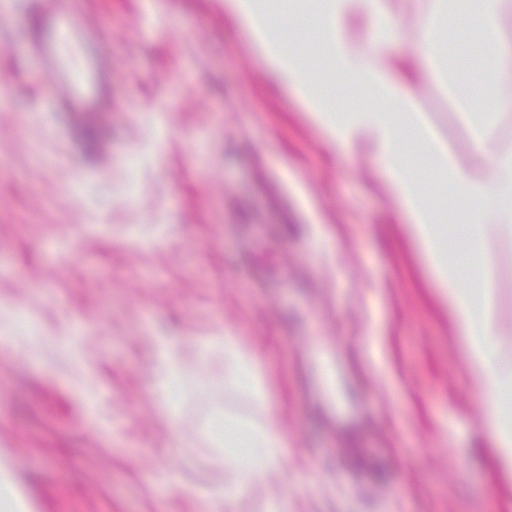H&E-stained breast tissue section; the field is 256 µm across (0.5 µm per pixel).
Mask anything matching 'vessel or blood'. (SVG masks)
I'll list each match as a JSON object with an SVG mask.
<instances>
[{"instance_id":"obj_1","label":"vessel or blood","mask_w":512,"mask_h":512,"mask_svg":"<svg viewBox=\"0 0 512 512\" xmlns=\"http://www.w3.org/2000/svg\"><path fill=\"white\" fill-rule=\"evenodd\" d=\"M54 38L35 35L32 56L49 79L45 104L50 112H96L112 94V70L99 33L69 10L48 12Z\"/></svg>"}]
</instances>
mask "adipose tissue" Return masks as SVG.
<instances>
[{
    "instance_id": "ef3b65f1",
    "label": "adipose tissue",
    "mask_w": 512,
    "mask_h": 512,
    "mask_svg": "<svg viewBox=\"0 0 512 512\" xmlns=\"http://www.w3.org/2000/svg\"><path fill=\"white\" fill-rule=\"evenodd\" d=\"M299 9L313 12L323 35L329 64L307 66L285 38L276 0H224V9L258 50V63L277 84L290 88L329 139L340 147L364 141L370 144L382 171L383 186L397 204L410 237L420 249L448 303L452 320L463 341L470 372L481 397V423L492 434V446L501 466L512 471V343L499 334L490 291L474 296L459 286L447 255L465 243L471 256H481L488 242L512 233V154L495 149L493 131L503 96L474 106L458 78L460 52H447L433 33L447 0H434L422 26L415 51L427 77L453 95L459 114L470 128L469 150L473 165L464 166L449 154L447 145L422 112L414 91L407 87L386 43L397 39L394 0H295ZM507 0H476L485 45V61L495 74L512 73V31L501 16ZM348 78L361 104L337 109L329 104L323 87L331 76ZM428 154L440 185L455 190L456 212L462 218L453 232L443 230L448 216L439 210L435 195L406 163L408 150ZM202 359L222 357L233 381L259 403L267 387L254 365L244 357L240 341L227 334L197 344ZM189 371L180 354L165 350L160 374L163 412L178 423L182 401L178 389ZM202 436L224 458V485L203 491L208 512H223L260 477L278 474L288 431L273 413L257 422L214 415Z\"/></svg>"
}]
</instances>
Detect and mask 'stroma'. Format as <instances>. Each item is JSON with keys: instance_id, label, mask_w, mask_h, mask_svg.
Instances as JSON below:
<instances>
[{"instance_id": "35a3bbf8", "label": "stroma", "mask_w": 512, "mask_h": 512, "mask_svg": "<svg viewBox=\"0 0 512 512\" xmlns=\"http://www.w3.org/2000/svg\"><path fill=\"white\" fill-rule=\"evenodd\" d=\"M70 6L112 58V116L78 127L44 109L42 0H0V302L21 312L0 331V452L33 512H205L224 465L202 427L267 409L288 431L281 470L224 512H512L462 341L372 149L328 142L224 0ZM431 8L397 0L405 72ZM414 90L468 161L448 98ZM485 260L510 337L512 236ZM223 333L266 407L212 366L172 425L154 394L163 340Z\"/></svg>"}]
</instances>
